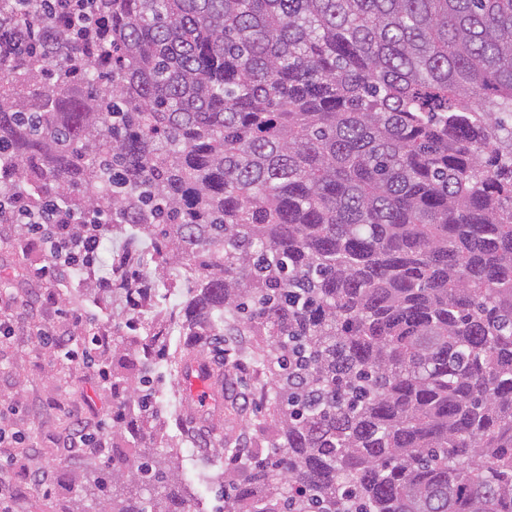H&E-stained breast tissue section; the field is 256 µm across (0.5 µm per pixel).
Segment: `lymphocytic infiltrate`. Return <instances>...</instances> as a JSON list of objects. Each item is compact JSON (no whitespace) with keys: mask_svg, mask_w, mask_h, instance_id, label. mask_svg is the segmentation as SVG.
Returning a JSON list of instances; mask_svg holds the SVG:
<instances>
[{"mask_svg":"<svg viewBox=\"0 0 512 512\" xmlns=\"http://www.w3.org/2000/svg\"><path fill=\"white\" fill-rule=\"evenodd\" d=\"M111 221V215L102 210H66L50 199L32 203L14 190L10 170L0 166V224L16 226L20 237L41 245L46 262L37 274L46 283L63 285L89 274L105 282L92 259L102 251Z\"/></svg>","mask_w":512,"mask_h":512,"instance_id":"lymphocytic-infiltrate-1","label":"lymphocytic infiltrate"}]
</instances>
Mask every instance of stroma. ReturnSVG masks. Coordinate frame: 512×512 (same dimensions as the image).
I'll return each instance as SVG.
<instances>
[{
  "label": "stroma",
  "instance_id": "stroma-1",
  "mask_svg": "<svg viewBox=\"0 0 512 512\" xmlns=\"http://www.w3.org/2000/svg\"><path fill=\"white\" fill-rule=\"evenodd\" d=\"M44 259L37 241L19 238L11 225L0 224V313L11 315L21 329L19 336L0 338V408L19 406L9 422L25 437L24 444L0 452L10 459L7 471L0 473V495L12 497L13 512H82L89 461L106 468L113 447H127L132 438L114 439L109 449L81 451L68 445L72 423L78 417L90 425L105 419L125 399L124 383L137 378L141 354L108 351L113 377L108 383L64 351L35 346L25 331L49 326L79 338L103 331L118 339L127 320L160 324L183 298V271L177 266L149 267L147 276L157 287L145 306L134 309L117 295L107 302L96 289L52 286L36 279L34 271ZM153 377L163 410L162 432L175 446L195 512H216L221 486L214 476L223 471L226 458L205 447L207 429L187 423L184 386L177 372L159 363ZM265 379L259 365L250 362L241 365L224 389L225 402L240 408L245 417L234 430L233 446L249 453L257 449L250 418L263 399ZM47 466L54 469V487L48 494L29 485L32 471ZM18 487L24 493L17 498L13 491Z\"/></svg>",
  "mask_w": 512,
  "mask_h": 512
}]
</instances>
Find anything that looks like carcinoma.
Returning a JSON list of instances; mask_svg holds the SVG:
<instances>
[{"label":"carcinoma","mask_w":512,"mask_h":512,"mask_svg":"<svg viewBox=\"0 0 512 512\" xmlns=\"http://www.w3.org/2000/svg\"><path fill=\"white\" fill-rule=\"evenodd\" d=\"M78 33L0 0V163L131 229L112 288L184 268L95 512H191L148 370L259 337L270 451L223 512H512V0H94ZM152 251L140 249L141 238Z\"/></svg>","instance_id":"carcinoma-1"}]
</instances>
